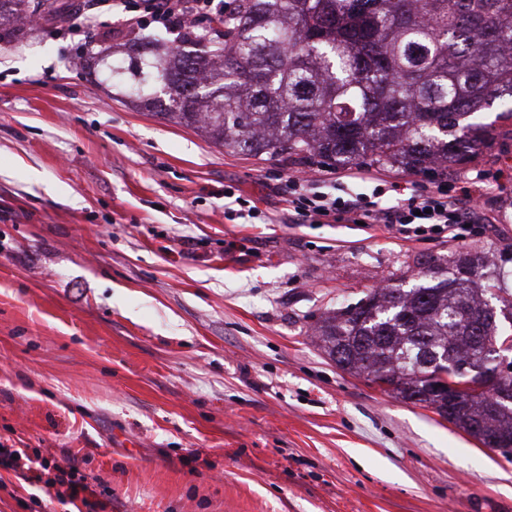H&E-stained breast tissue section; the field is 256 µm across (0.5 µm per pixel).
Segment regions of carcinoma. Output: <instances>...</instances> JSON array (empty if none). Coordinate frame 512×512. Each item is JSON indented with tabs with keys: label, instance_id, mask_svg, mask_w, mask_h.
I'll use <instances>...</instances> for the list:
<instances>
[{
	"label": "carcinoma",
	"instance_id": "obj_1",
	"mask_svg": "<svg viewBox=\"0 0 512 512\" xmlns=\"http://www.w3.org/2000/svg\"><path fill=\"white\" fill-rule=\"evenodd\" d=\"M57 0H0V40L17 20H60ZM224 30L159 53L133 41L119 63L101 59L112 86L215 144L252 156L312 159L338 167L441 173L465 165L492 132L483 114L512 104V0H234ZM478 263L461 253L427 266L417 288H374L322 316L315 328L339 368L385 378L402 399L423 365L475 379L497 313ZM484 447L512 448V400L481 393L437 410Z\"/></svg>",
	"mask_w": 512,
	"mask_h": 512
}]
</instances>
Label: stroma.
Wrapping results in <instances>:
<instances>
[{"label":"stroma","instance_id":"stroma-1","mask_svg":"<svg viewBox=\"0 0 512 512\" xmlns=\"http://www.w3.org/2000/svg\"><path fill=\"white\" fill-rule=\"evenodd\" d=\"M0 42V441L75 455L105 512H512V461L339 369L312 329L462 252L512 292V117L446 175L264 160L117 95L85 49L163 30L142 0ZM298 171L341 197L483 173L482 235L292 224ZM257 217L225 207L224 189ZM0 470V512H42Z\"/></svg>","mask_w":512,"mask_h":512}]
</instances>
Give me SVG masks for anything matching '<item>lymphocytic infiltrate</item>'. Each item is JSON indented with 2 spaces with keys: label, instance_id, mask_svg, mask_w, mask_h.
<instances>
[{
  "label": "lymphocytic infiltrate",
  "instance_id": "obj_1",
  "mask_svg": "<svg viewBox=\"0 0 512 512\" xmlns=\"http://www.w3.org/2000/svg\"><path fill=\"white\" fill-rule=\"evenodd\" d=\"M145 10L162 19L171 34H179L185 21L213 12L215 0H144ZM484 176L459 186L455 193L446 187L412 191L401 205L377 208L375 202L364 199H343L313 190L310 179L294 174L288 179V205L294 211V223L326 224L342 220L349 224H381L394 235L411 238L457 232L466 237L476 224L474 213L467 203L483 194ZM0 468L14 472L29 482L43 483L49 498L87 503L90 491L85 475L81 474L75 458L59 459L33 457L15 448L0 449Z\"/></svg>",
  "mask_w": 512,
  "mask_h": 512
}]
</instances>
